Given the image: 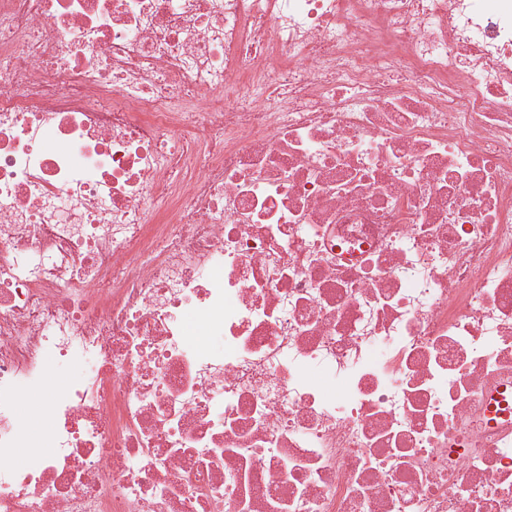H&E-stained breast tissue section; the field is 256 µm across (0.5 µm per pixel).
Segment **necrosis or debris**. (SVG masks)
Instances as JSON below:
<instances>
[{
	"label": "necrosis or debris",
	"mask_w": 512,
	"mask_h": 512,
	"mask_svg": "<svg viewBox=\"0 0 512 512\" xmlns=\"http://www.w3.org/2000/svg\"><path fill=\"white\" fill-rule=\"evenodd\" d=\"M493 3L0 0V512H512Z\"/></svg>",
	"instance_id": "1"
}]
</instances>
